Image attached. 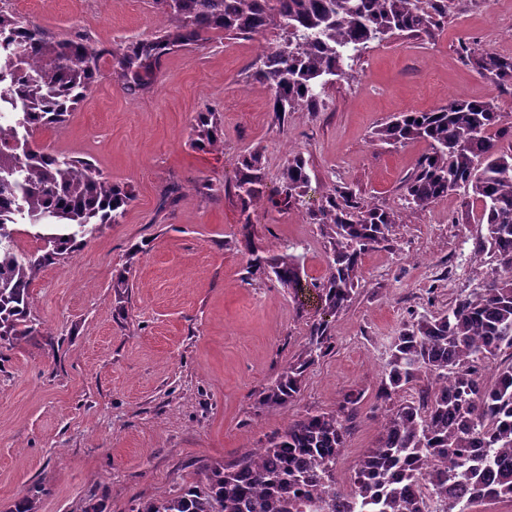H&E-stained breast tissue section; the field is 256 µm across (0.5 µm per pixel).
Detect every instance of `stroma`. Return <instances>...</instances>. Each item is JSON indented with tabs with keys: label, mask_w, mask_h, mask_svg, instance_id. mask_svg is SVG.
<instances>
[{
	"label": "stroma",
	"mask_w": 512,
	"mask_h": 512,
	"mask_svg": "<svg viewBox=\"0 0 512 512\" xmlns=\"http://www.w3.org/2000/svg\"><path fill=\"white\" fill-rule=\"evenodd\" d=\"M11 2L12 13L54 37L80 33L112 50L170 28L152 0ZM448 2L430 34L369 43L320 111L284 123L269 89L250 77L275 31L253 40L212 32L171 54L142 95H127L101 69L67 123L36 132L40 144L128 185L134 199L121 223L98 226L73 256L40 269L30 311L42 334L0 348V512L28 497L37 512H133L202 480V466L234 461L288 421L360 390L359 423L336 465L349 480L378 437L383 414L372 406L393 336L412 316L479 291L491 272L474 253L486 232L480 203L460 189L427 209L406 208L403 182L427 145L373 138L393 113L454 97L498 98L499 127L512 131V93L482 80L462 53L467 44L512 55V0ZM207 109L223 118L224 146L202 152L191 124ZM254 150L272 187L290 151L308 162L302 206L256 207L252 227L267 249L296 244L307 278L324 275L328 245L304 211L332 186L403 216L390 248L364 256L358 292L331 322L329 350L285 409H259L258 398L302 352L316 304L248 274L235 199L202 193L203 183L233 180L238 156ZM173 180L182 198L161 208ZM120 272L130 285L122 300L112 289Z\"/></svg>",
	"instance_id": "obj_1"
}]
</instances>
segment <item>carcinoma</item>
<instances>
[{
  "instance_id": "1",
  "label": "carcinoma",
  "mask_w": 512,
  "mask_h": 512,
  "mask_svg": "<svg viewBox=\"0 0 512 512\" xmlns=\"http://www.w3.org/2000/svg\"><path fill=\"white\" fill-rule=\"evenodd\" d=\"M175 32L126 43L117 51L76 34L57 40L42 26L0 11V343L41 333L30 315V290L41 267L78 251L83 237L126 215L132 191L85 159L36 144L39 129L65 124L109 59L110 74L131 94L151 88L172 53L218 31L232 39L282 32L265 49L251 78L271 91L273 112H316L335 77H348L360 51L397 32L427 33L448 17V0H153ZM487 83L512 89V55L462 48ZM496 98H453L425 111L400 112L374 132L386 144L423 141L427 150L404 180V200L424 210L463 188L481 203L486 233L475 254L495 263L480 291L461 294L448 310L404 325L393 337L375 394L376 408L423 383L417 399L388 409L374 447L359 458L350 488L336 475L339 453L363 392L342 393L330 411L288 422L260 448L206 468L205 481L176 496L142 502L135 512H471L483 501H512V143L490 134L500 120ZM192 145L224 147V124L197 113ZM310 175L295 152L278 186L267 191L258 152L239 155L234 180L207 195L236 198L248 273L294 294L312 289L324 318L309 326L306 349L262 392L260 404L285 408L308 368L329 346V321L355 298L363 256L390 244L399 212L368 203L348 186L333 187L306 211L329 244L320 280L302 275L301 256L286 244L267 250L252 237L259 204L289 211L302 204ZM25 220L52 245L38 259L19 253L10 225ZM508 360L496 363L503 355ZM496 364L494 381L486 367Z\"/></svg>"
}]
</instances>
